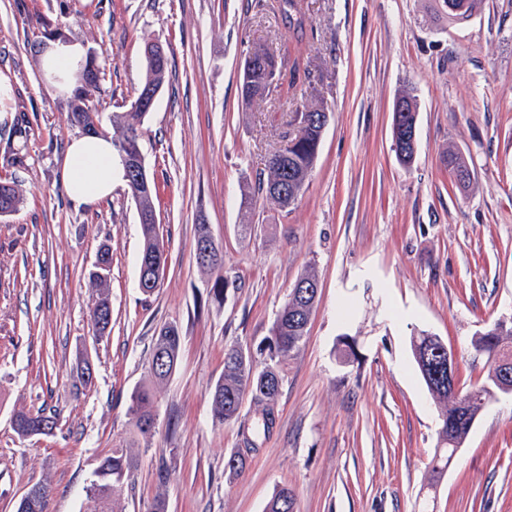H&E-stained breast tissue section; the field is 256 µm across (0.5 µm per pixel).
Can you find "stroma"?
<instances>
[{
  "mask_svg": "<svg viewBox=\"0 0 512 512\" xmlns=\"http://www.w3.org/2000/svg\"><path fill=\"white\" fill-rule=\"evenodd\" d=\"M294 37L277 0H0V72L14 80L0 121V180L18 210L0 217V512L33 485L49 512H80L94 469L126 449L134 481L115 512H263L293 491L296 512H512V397L477 419L440 479L428 464L440 420L411 341L429 333L454 351L458 375L482 384L473 341L512 317V0H484L452 25L443 0H301ZM83 41L104 75L105 114L128 111L145 76L143 45H165L169 74L143 127L166 265L159 288L138 284L142 233L127 186L92 207L60 180L80 133L69 99L45 86L44 39ZM264 47L306 64L309 82L241 104L239 67ZM417 97V150L402 165L392 106ZM330 114L299 200L281 210L249 196L269 155L288 144L293 112ZM462 154L470 180L446 163ZM221 244L215 273L195 258V228ZM109 245L112 323L95 336L89 280ZM320 288L305 343L284 366L275 424L243 468L226 463L260 409L213 423L210 391L224 350L257 347L295 281ZM181 329L172 375L154 385L157 415L142 436L129 413L151 383L152 338ZM92 369V382L82 377ZM54 411L51 435L19 437L15 413Z\"/></svg>",
  "mask_w": 512,
  "mask_h": 512,
  "instance_id": "35a3bbf8",
  "label": "stroma"
}]
</instances>
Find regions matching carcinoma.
<instances>
[{
    "label": "carcinoma",
    "instance_id": "cac0c4a2",
    "mask_svg": "<svg viewBox=\"0 0 512 512\" xmlns=\"http://www.w3.org/2000/svg\"><path fill=\"white\" fill-rule=\"evenodd\" d=\"M280 10L288 20V28L293 34L302 37L306 33V18L298 7L297 0H279ZM241 68L249 70L248 82L241 83V97L247 107L272 93V75L283 77L282 62L278 56L265 48L255 49L253 57L245 58ZM168 74V64H155L146 61L145 79L137 89V95L150 86L160 88ZM99 80V70H89L86 73L85 84L80 89L71 104V116L74 123L80 125L86 132H95L94 125L99 120L97 107L92 105L94 93ZM324 114V109L306 107L294 112L292 124L296 126L288 146L271 154L266 165V175L258 179L255 192L264 198H269L271 185L279 184L288 189V202L278 204L282 210L290 208L304 191L306 182L316 163L323 138L321 126L314 117ZM148 112L130 109L120 114H112L109 121L112 124V144L122 154L129 155L142 147V125ZM127 186L131 192L138 213L147 216L156 212L154 198L157 197L156 184H151L150 191L139 188L132 177H127ZM21 203L18 189L10 182H0V208H8L14 212ZM143 244L139 255L138 279H150L153 285L143 289L151 294L158 288L163 267L155 269L144 267L147 259H158L163 253L158 239L157 225L147 221L141 222ZM92 283L98 291L97 300L90 314V321L95 334L101 336L112 322V308L105 276L94 272L91 274ZM315 300L312 297L301 300L293 294H288V300L277 315L262 344L267 346L270 363L268 369L255 365L250 359L243 358L244 348L232 345L224 350V373L210 393V409L214 423L230 424L239 418L240 408L244 397L249 396L255 404L261 407V417L256 429L268 432L274 418L268 406L275 401L283 384V367L287 359L299 351L308 335L306 324L309 323ZM494 338L476 337L473 346L475 350L487 356L489 363L487 377L482 386L496 389L497 358L502 337L512 338V322L502 327L493 326ZM182 350V336L175 323H168L154 336L150 374L156 383L167 380L176 369ZM435 386L436 393L432 394L440 413L447 418L455 417L460 411L456 400L448 387L436 381L426 383ZM129 412L136 428L143 435L151 433V429L143 427L147 422L155 421V393L150 387H142L131 395ZM57 426L56 415L52 413L30 414L18 412L13 416V427L22 437L31 434H50ZM469 435L467 421L459 420L439 436L440 448L432 460V473L439 476L448 469L456 458L455 450L463 447ZM133 462L130 455L122 448H114L112 452L102 457L94 472V479L85 492L82 512H114V503L120 498L125 489L133 484ZM264 512H295L294 493L286 487L278 488L265 505Z\"/></svg>",
    "mask_w": 512,
    "mask_h": 512
}]
</instances>
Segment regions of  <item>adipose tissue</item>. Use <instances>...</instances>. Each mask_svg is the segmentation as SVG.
I'll return each mask as SVG.
<instances>
[{"mask_svg":"<svg viewBox=\"0 0 512 512\" xmlns=\"http://www.w3.org/2000/svg\"><path fill=\"white\" fill-rule=\"evenodd\" d=\"M39 63L46 86L57 95L73 92L89 65L80 40L53 36L39 49ZM126 167L111 138L80 133L72 137L63 161L61 182L70 200L90 207L110 197L117 184L125 183Z\"/></svg>","mask_w":512,"mask_h":512,"instance_id":"adipose-tissue-1","label":"adipose tissue"}]
</instances>
